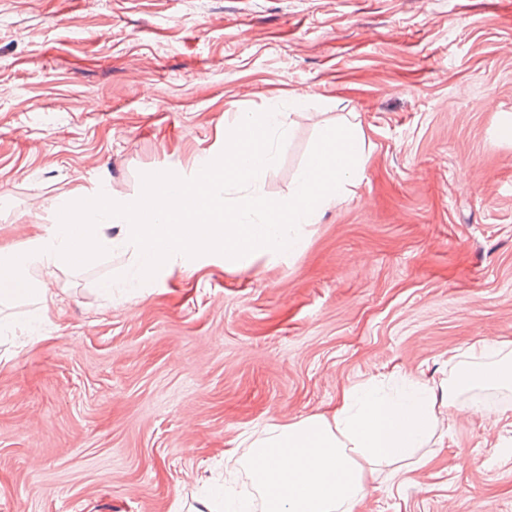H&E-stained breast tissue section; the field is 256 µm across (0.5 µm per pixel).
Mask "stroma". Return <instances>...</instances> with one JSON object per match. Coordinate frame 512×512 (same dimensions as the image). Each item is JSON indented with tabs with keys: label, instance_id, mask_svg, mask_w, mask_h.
I'll use <instances>...</instances> for the list:
<instances>
[{
	"label": "stroma",
	"instance_id": "1",
	"mask_svg": "<svg viewBox=\"0 0 512 512\" xmlns=\"http://www.w3.org/2000/svg\"><path fill=\"white\" fill-rule=\"evenodd\" d=\"M271 105L290 119L263 197L287 198L325 124L361 130L356 186L293 255L176 261L108 297L132 261L112 250L59 265L48 311H0V512L249 493L224 469L248 435L406 380L443 440L359 512H512V391L448 405L450 355L512 339V0H0V252L69 202L192 176Z\"/></svg>",
	"mask_w": 512,
	"mask_h": 512
}]
</instances>
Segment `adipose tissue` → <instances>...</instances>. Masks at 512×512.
Instances as JSON below:
<instances>
[{
  "label": "adipose tissue",
  "instance_id": "adipose-tissue-1",
  "mask_svg": "<svg viewBox=\"0 0 512 512\" xmlns=\"http://www.w3.org/2000/svg\"><path fill=\"white\" fill-rule=\"evenodd\" d=\"M459 383L512 386V340L468 348ZM426 385L388 394L373 382L343 392L331 414H313L255 437L244 458L262 512H357L379 466L391 477L425 464L437 426Z\"/></svg>",
  "mask_w": 512,
  "mask_h": 512
}]
</instances>
